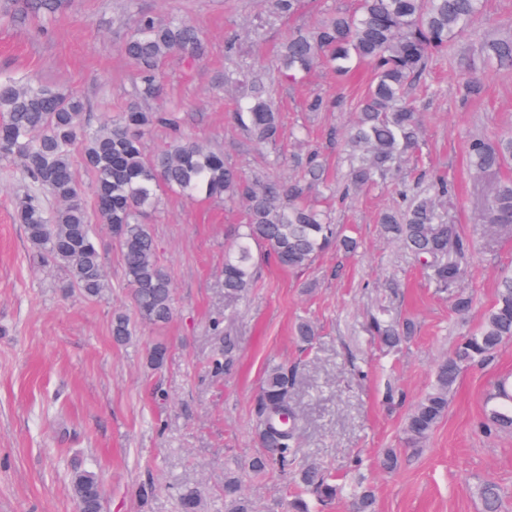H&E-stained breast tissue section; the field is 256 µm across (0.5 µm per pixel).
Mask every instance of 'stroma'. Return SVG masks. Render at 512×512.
<instances>
[{
	"instance_id": "stroma-1",
	"label": "stroma",
	"mask_w": 512,
	"mask_h": 512,
	"mask_svg": "<svg viewBox=\"0 0 512 512\" xmlns=\"http://www.w3.org/2000/svg\"><path fill=\"white\" fill-rule=\"evenodd\" d=\"M356 5L319 0L315 10L288 18L273 14L270 0H67L46 29L31 14L0 18V75L78 94L95 126L135 100V69L121 52L135 19L189 21L205 55L197 62L169 58L162 95L146 109L174 112L185 134L223 152L225 163L249 178H293L290 157L319 150L332 187L312 194L359 242L355 252H327L303 271L262 263L254 287L230 304L220 279L224 253L245 221L242 203L163 195L146 222L172 278L173 317L161 326L137 324L118 344L112 314L133 307L111 233L95 227L111 290L99 299L65 291L63 272L38 263L23 226L14 223L25 183L14 165L0 163V512H77L71 477L80 469L99 477L103 512H180L184 486L199 489L200 512H224V475L238 466L256 512H288L294 484L275 472L246 470L259 450L254 401L276 364L296 370L292 401L303 460L337 479L363 481L377 512H482L475 487L486 480L501 487L502 512H512V434L479 427L497 380L512 378V342L486 366L461 374L447 416L423 447H405L401 434L405 412L427 390L436 365L478 327L499 272L512 267V237L491 234L479 221L490 184L475 181L466 164L472 137L512 133V67L482 71V97L460 93L467 65L482 64L483 43L512 36V0H486L483 19L434 58L409 92L420 140L400 177L414 184L438 174L448 182L441 209L472 245L457 283L475 298L464 317L379 224L380 213L397 205L394 183L339 194L350 170L342 138L369 68L349 82L322 66L297 83L274 74L289 33ZM255 78L270 83L285 129L310 132L304 141L283 140L287 162L275 170L269 152L234 121L241 84ZM316 95L326 108L307 111ZM379 310L412 322L410 340L382 346L368 329ZM216 319L223 335L212 331ZM301 319L317 329L313 345L294 333ZM160 342L166 360L154 370L147 357ZM217 359L222 369H214ZM389 448L399 464L386 472L377 461ZM145 483L155 489L146 502L136 493Z\"/></svg>"
}]
</instances>
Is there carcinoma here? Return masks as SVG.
Wrapping results in <instances>:
<instances>
[{
    "label": "carcinoma",
    "mask_w": 512,
    "mask_h": 512,
    "mask_svg": "<svg viewBox=\"0 0 512 512\" xmlns=\"http://www.w3.org/2000/svg\"><path fill=\"white\" fill-rule=\"evenodd\" d=\"M64 2L17 0L15 13L31 11L47 24ZM482 12L483 0H361L358 11L337 12L313 29L288 37L277 57V70L284 78L292 80L321 63L329 64L340 77L360 64L372 68V81L346 139L359 161L349 173L345 190L392 177L402 156L415 148L420 132L407 89L421 81L430 60L447 51L450 41ZM122 52L135 67L138 101L96 128L86 121L81 97L32 79H0V162L18 164L28 186L15 205L14 220L24 227L37 257L64 272L68 287L89 299L102 297L110 288L106 258L94 231V225L105 224L121 255L124 286L137 320L168 323L173 314L171 278L158 261L154 236L143 222L164 191L190 198H237L245 204L246 223L224 254L221 287L230 302L247 293L260 264L268 259L283 268L306 269L332 247L356 250L355 238L331 223L325 211L304 201L306 190L325 180L318 153L294 160L302 178L289 183L246 178L225 164L223 153L177 132L174 113L142 107L141 102L160 93L161 68L169 57L203 58L195 26L177 18L160 23L142 15ZM483 52L498 66L512 67V38L490 42ZM236 120L261 146L273 145L282 137L280 113L269 87L262 83L251 85ZM158 124L172 127L174 135L166 148L148 156L143 140ZM77 150L91 175L86 188L74 167ZM467 159L473 177H498L486 195L482 223L495 234L511 235L512 177L502 172L512 166V134L496 141L470 139ZM87 194L93 199L91 208L85 201ZM398 196L399 204L379 217L385 234L423 258L434 288L448 293L455 313L466 314L473 297L455 290L461 267L448 259V253L464 258L470 243L439 211L440 202L448 196V184L434 179L422 188L401 182ZM368 327L390 348L412 336L410 323L393 324L379 314L371 317ZM134 328L130 316H113L116 343L127 342ZM511 340L512 273L498 279L494 302L480 326L439 362L431 385L405 415L404 443L413 447L424 443L447 415L449 396L461 373L484 365ZM294 382V372L281 364L266 371L253 408L261 452L249 468L255 473L292 476L302 494L289 502L290 512H309L306 494L322 508L345 497L352 512H375V498L368 488L360 483L348 487L318 466L302 463L298 418L288 399ZM483 428L490 433L512 432V387L506 379L485 403ZM71 486L80 512H101L103 491L94 472H74ZM477 495L483 512H501L502 492L495 482L480 483ZM178 502L181 512H198L197 489L178 492ZM224 512H252L237 469L224 477Z\"/></svg>",
    "instance_id": "obj_1"
}]
</instances>
